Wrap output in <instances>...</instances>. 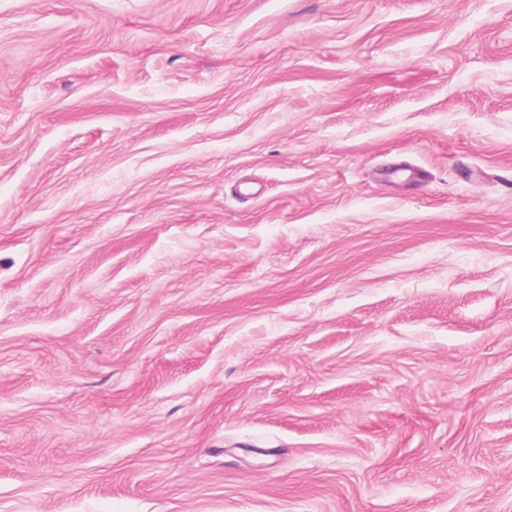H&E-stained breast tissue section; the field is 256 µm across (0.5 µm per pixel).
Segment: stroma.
<instances>
[{
    "instance_id": "1",
    "label": "stroma",
    "mask_w": 512,
    "mask_h": 512,
    "mask_svg": "<svg viewBox=\"0 0 512 512\" xmlns=\"http://www.w3.org/2000/svg\"><path fill=\"white\" fill-rule=\"evenodd\" d=\"M0 512H512V0H0Z\"/></svg>"
}]
</instances>
